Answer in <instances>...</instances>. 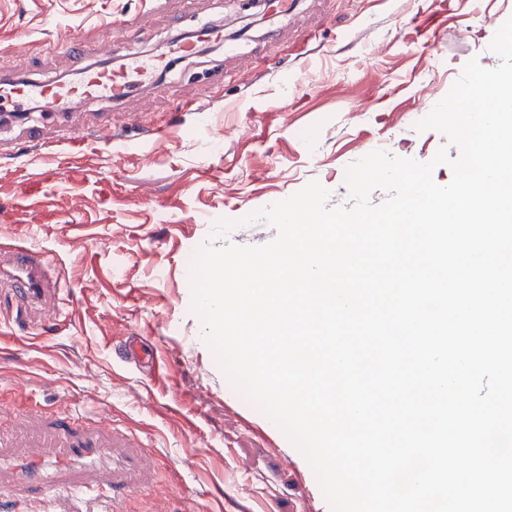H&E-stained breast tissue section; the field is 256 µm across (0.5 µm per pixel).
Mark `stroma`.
Returning a JSON list of instances; mask_svg holds the SVG:
<instances>
[{
    "instance_id": "1",
    "label": "stroma",
    "mask_w": 512,
    "mask_h": 512,
    "mask_svg": "<svg viewBox=\"0 0 512 512\" xmlns=\"http://www.w3.org/2000/svg\"><path fill=\"white\" fill-rule=\"evenodd\" d=\"M511 17L512 0H293L279 14L246 0H0V76L12 77L21 56L28 82L121 55L156 64L128 100L79 99L48 126L91 136L102 113L137 116L115 125L111 146L88 149L85 177L54 182L39 227L15 207L16 160L0 152V227L37 231L52 277L71 286L45 320L25 318L0 291V319L24 318V331L43 336L34 346L0 343L10 455L22 459L56 417L77 413L110 426L119 452L141 463L125 512H314L300 484L308 460L285 433L263 431L265 413L202 339L194 255L267 244L275 229L241 218L313 181L329 190L328 207L350 205L345 170L372 151L457 157L443 134L415 125L468 61L502 64L489 45ZM115 19L126 22L116 39L104 32ZM216 19L223 41L194 58L157 50ZM61 28L83 56L58 41ZM160 128L167 137H154ZM223 219L237 228L216 234ZM130 335L153 350L155 369L116 357Z\"/></svg>"
}]
</instances>
